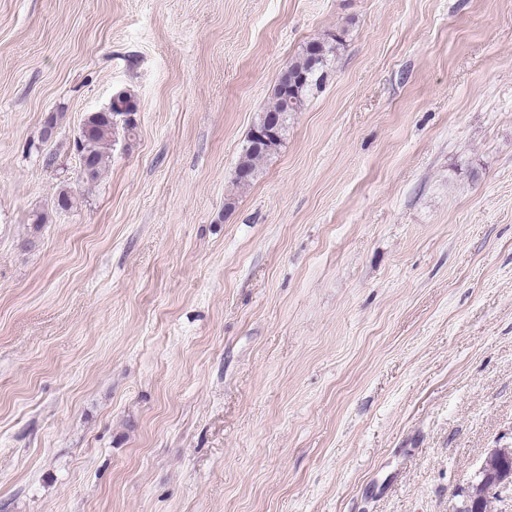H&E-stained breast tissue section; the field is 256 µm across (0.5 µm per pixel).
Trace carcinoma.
<instances>
[{
  "mask_svg": "<svg viewBox=\"0 0 512 512\" xmlns=\"http://www.w3.org/2000/svg\"><path fill=\"white\" fill-rule=\"evenodd\" d=\"M324 50L320 61L311 64V55L304 52L302 56L288 61L275 85L272 101L265 112H278L282 122L279 137H284L288 125V117L292 112H300L308 97L323 88L328 77L330 63L337 50V42H323ZM137 106L132 93L122 92L118 101L112 104L110 112H88L84 117L87 133L78 134L74 140V150L79 160V169L86 170L88 175L77 181V184L93 185L105 172L109 163L112 144L121 138L134 136L136 122L133 115ZM263 118L253 125L246 143L242 148L238 166L248 171L247 178H236L238 188L249 186L263 166L265 160L274 150L253 146L254 131L261 129ZM489 466L482 478L471 482L462 491V502L459 512H492V505L500 503L498 489L508 480H512V448H496L488 454Z\"/></svg>",
  "mask_w": 512,
  "mask_h": 512,
  "instance_id": "cac0c4a2",
  "label": "carcinoma"
}]
</instances>
